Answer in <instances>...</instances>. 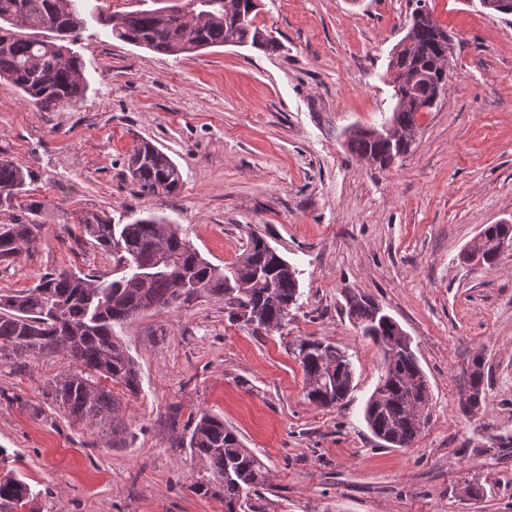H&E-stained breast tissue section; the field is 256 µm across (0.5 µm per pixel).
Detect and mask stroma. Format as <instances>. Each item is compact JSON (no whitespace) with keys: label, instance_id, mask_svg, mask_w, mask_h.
Segmentation results:
<instances>
[{"label":"stroma","instance_id":"stroma-1","mask_svg":"<svg viewBox=\"0 0 512 512\" xmlns=\"http://www.w3.org/2000/svg\"><path fill=\"white\" fill-rule=\"evenodd\" d=\"M429 5L454 37L452 76L419 114L413 151L384 169L352 155L343 132L390 117L388 63L411 0H261L254 23L274 52L165 56L90 20L71 44L87 83L74 109L38 110L0 79V158L30 173L26 199L46 221L0 263V291L54 270L111 273L112 255L81 229L98 213L165 217L219 267L258 233L299 270L301 292L267 334L208 297L116 327L141 390L113 385L112 426L49 405L60 356L0 362V477L40 493L14 512H224L193 493L206 463L182 446L204 412L269 472L246 512H512V246L492 267L462 257L483 225L512 222V15L478 0ZM144 140L180 168L178 192L132 181ZM347 288L399 323L427 376L430 419L411 447L385 446L364 421L381 355L344 311ZM309 337L350 357L342 405L305 397L296 345ZM477 358L486 395L466 411ZM468 481L479 496L464 494Z\"/></svg>","mask_w":512,"mask_h":512}]
</instances>
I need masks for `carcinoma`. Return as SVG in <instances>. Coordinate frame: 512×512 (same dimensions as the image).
Instances as JSON below:
<instances>
[{
  "label": "carcinoma",
  "mask_w": 512,
  "mask_h": 512,
  "mask_svg": "<svg viewBox=\"0 0 512 512\" xmlns=\"http://www.w3.org/2000/svg\"><path fill=\"white\" fill-rule=\"evenodd\" d=\"M192 21L163 13L160 7L115 14L102 11L93 0H0V79L10 80L25 100L41 109L76 108L86 92L82 59L67 45L86 16L110 29L113 37L157 53L179 56L224 45L277 49L254 25L257 0H184ZM249 15V24L237 22ZM409 54L396 67L409 82L393 88L395 106L388 123L419 131L418 115L434 107L432 98L445 66L444 51L452 35L434 17L425 0H417ZM49 31L53 37L32 38L27 31ZM345 144L360 160L381 167L412 151V143L380 138L366 128L346 130ZM132 180L147 193L173 194L181 187L177 164L154 145L144 142L128 164ZM30 174L0 158V211L22 206ZM42 205L29 204L27 217L0 224V262L17 260L42 233ZM85 234L112 254V275L67 271L44 275L28 289L0 293V362L60 355L68 368L48 382L52 405L71 419L106 421L115 413L111 380L129 393L141 388L139 368L130 347L114 327L150 310L176 308L199 297L224 300L230 315L244 319L255 331L272 332L288 322V311L299 297V271L280 255L258 250L263 237L254 233L237 262L221 269L206 258L165 219L150 216L130 224H114L90 213L81 220ZM512 234L506 224H487L472 257L487 264L500 254L499 240ZM349 320L361 336L381 352V375L368 398L364 419L375 437L393 448H408L424 430L431 400L427 377L411 347L391 354V336L376 319L375 302L360 293L345 295ZM336 347L320 339L298 345L307 398L322 406L342 403L353 390L354 371L347 354L339 355L334 376L325 378L324 357ZM482 362L473 363L463 408L481 403ZM192 454L208 463L206 481L193 486L197 494L218 495L224 512H242L253 489L268 480V470L244 448L224 421L207 413L195 419L186 442ZM30 485L13 473L0 478V512L34 500Z\"/></svg>",
  "instance_id": "carcinoma-1"
}]
</instances>
